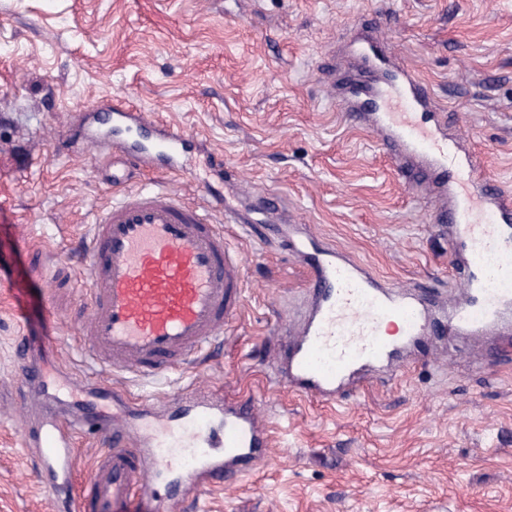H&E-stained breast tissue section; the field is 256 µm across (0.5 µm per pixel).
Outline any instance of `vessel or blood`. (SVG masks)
Returning a JSON list of instances; mask_svg holds the SVG:
<instances>
[{"label":"vessel or blood","mask_w":512,"mask_h":512,"mask_svg":"<svg viewBox=\"0 0 512 512\" xmlns=\"http://www.w3.org/2000/svg\"><path fill=\"white\" fill-rule=\"evenodd\" d=\"M351 66L354 76L328 77L329 98L373 135L407 182L436 198L434 221L464 267L445 331L496 335L495 361L512 363V193L493 185L484 157L449 133L429 86L388 56L383 42L369 39ZM111 110L119 124L153 128L155 142L136 151L138 161L183 172L186 132L153 123L124 101ZM216 212L228 223L244 221L229 203L213 199L203 209L169 188L128 193L98 215L84 244L91 315L80 343L87 366L159 378L223 333L243 306L244 262L225 243ZM308 242L293 227L282 239L306 269L309 304L271 370L290 389L335 403L365 373L391 369L408 344L428 335L437 299L388 288L352 257ZM493 279L499 287H490ZM390 320L398 322V336L385 335ZM17 356L21 397L47 393L40 347L20 345ZM181 400L172 416L143 403L135 419L116 416L105 427L93 406L49 405L25 438L54 488L72 473L73 436L101 427L112 447L84 482L79 512H123L135 497L149 512H178L189 482L236 483L267 460L271 440L251 400L218 392Z\"/></svg>","instance_id":"b4317fda"}]
</instances>
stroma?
Wrapping results in <instances>:
<instances>
[{
  "mask_svg": "<svg viewBox=\"0 0 512 512\" xmlns=\"http://www.w3.org/2000/svg\"><path fill=\"white\" fill-rule=\"evenodd\" d=\"M364 18L512 191V0H0V512H56L21 430L16 345L55 338L48 366L92 385L81 245L101 210L157 183L231 198L255 221L224 227L245 258L244 305L192 366L112 384L130 408L244 395L272 436L268 463L192 488L181 512H512V365L489 364L494 338L429 337L393 380L332 407L271 372L307 279L257 193L285 196L314 246L389 284L442 297L461 281L434 198L324 92ZM118 98L192 134L189 175L112 161L87 114Z\"/></svg>",
  "mask_w": 512,
  "mask_h": 512,
  "instance_id": "obj_1",
  "label": "stroma"
}]
</instances>
